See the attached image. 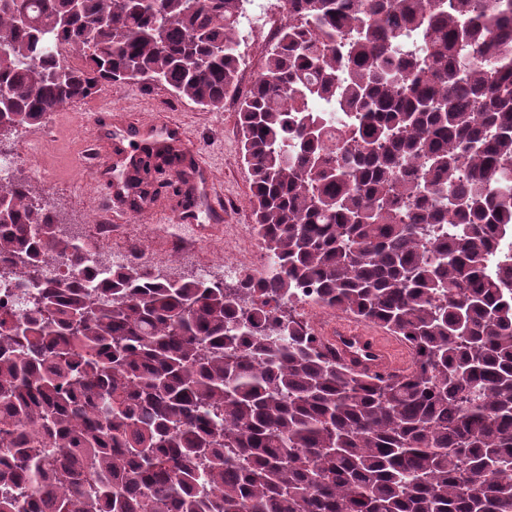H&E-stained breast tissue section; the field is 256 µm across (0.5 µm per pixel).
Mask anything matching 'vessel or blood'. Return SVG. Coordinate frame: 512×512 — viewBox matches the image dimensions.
<instances>
[{
	"label": "vessel or blood",
	"mask_w": 512,
	"mask_h": 512,
	"mask_svg": "<svg viewBox=\"0 0 512 512\" xmlns=\"http://www.w3.org/2000/svg\"><path fill=\"white\" fill-rule=\"evenodd\" d=\"M187 137L179 124L170 122L160 127L137 129L130 150L121 152L119 159L125 166H133L144 153L164 154L171 150L186 151ZM79 167L90 170L97 183L106 190L108 202L123 204L127 195L122 184L112 174V166L101 159V141L93 139L86 150L75 159ZM213 193L207 169L202 163H195L192 182L186 185L184 193L175 200L170 216L174 223L193 224L197 221V206L204 199H212ZM337 357L344 363L359 370L383 373L404 369L407 356L403 348L393 339L366 331L351 322L337 326L324 338Z\"/></svg>",
	"instance_id": "b4317fda"
}]
</instances>
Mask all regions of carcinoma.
I'll return each mask as SVG.
<instances>
[{
    "label": "carcinoma",
    "instance_id": "obj_1",
    "mask_svg": "<svg viewBox=\"0 0 512 512\" xmlns=\"http://www.w3.org/2000/svg\"><path fill=\"white\" fill-rule=\"evenodd\" d=\"M289 2L237 112L272 273L171 279L136 247L114 270L0 179L3 286L28 302L0 310V485L46 487L0 512H512V0ZM240 10L0 0V138L131 77L223 108ZM323 96L343 131L307 111ZM182 163L142 157L131 204ZM303 287L410 369L320 348Z\"/></svg>",
    "mask_w": 512,
    "mask_h": 512
}]
</instances>
